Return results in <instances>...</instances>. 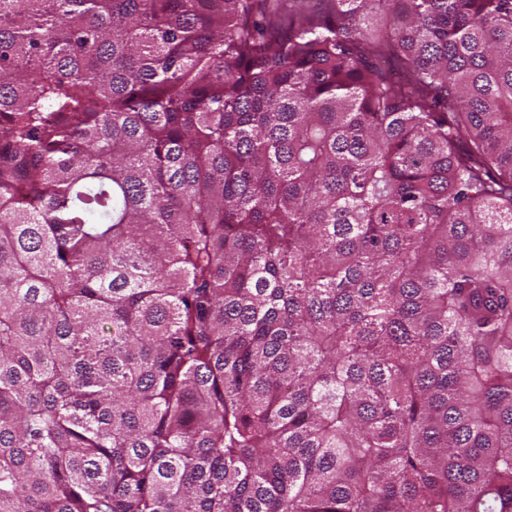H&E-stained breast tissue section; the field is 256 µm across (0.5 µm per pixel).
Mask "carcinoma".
Here are the masks:
<instances>
[{"label":"carcinoma","mask_w":512,"mask_h":512,"mask_svg":"<svg viewBox=\"0 0 512 512\" xmlns=\"http://www.w3.org/2000/svg\"><path fill=\"white\" fill-rule=\"evenodd\" d=\"M0 0V512H512V0Z\"/></svg>","instance_id":"carcinoma-1"}]
</instances>
